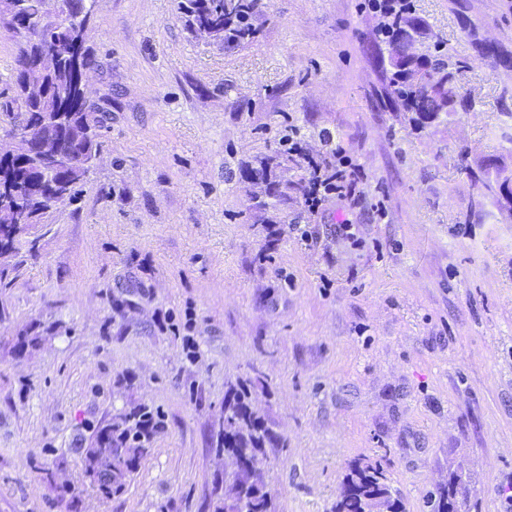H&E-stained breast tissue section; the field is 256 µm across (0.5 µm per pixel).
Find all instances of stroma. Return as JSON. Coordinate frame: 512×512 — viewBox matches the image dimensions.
Here are the masks:
<instances>
[{
	"mask_svg": "<svg viewBox=\"0 0 512 512\" xmlns=\"http://www.w3.org/2000/svg\"><path fill=\"white\" fill-rule=\"evenodd\" d=\"M412 5L474 102L423 129L388 103L368 0H261L234 46L179 0H96L100 160L0 258V512H212L237 382L279 436L257 462L279 512H334L364 460L406 512L453 472L466 512H512V207L490 190L512 172V0ZM292 128L312 156L340 140L356 200L260 207L243 172ZM143 404L162 423L101 498L77 443Z\"/></svg>",
	"mask_w": 512,
	"mask_h": 512,
	"instance_id": "35a3bbf8",
	"label": "stroma"
}]
</instances>
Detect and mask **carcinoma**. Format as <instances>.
Segmentation results:
<instances>
[{
  "label": "carcinoma",
  "mask_w": 512,
  "mask_h": 512,
  "mask_svg": "<svg viewBox=\"0 0 512 512\" xmlns=\"http://www.w3.org/2000/svg\"><path fill=\"white\" fill-rule=\"evenodd\" d=\"M40 2L0 0V12H12L11 19L20 26L25 21L32 24L39 17ZM259 3L260 0H182L180 8L189 16L192 26L209 31L214 41L238 44L256 36L251 19ZM88 20L87 0H65V9L53 21L43 24L40 29H29L28 37L18 43L13 95L0 102V122L13 125L23 115L36 120L42 112H59L61 124L74 121L83 129L85 141L94 148L100 147L98 128L109 119L110 112L80 94L79 79L67 62L59 61L50 69L37 66L42 49L62 52L79 31L82 67L98 68L99 61L87 47ZM408 30L420 36L427 34L428 30L427 21L415 15L409 6L401 14L388 19L378 32L379 42L391 55V77L386 89L390 104L413 113L420 126L432 123L436 117H444L446 108L456 100L462 102L461 110H470L472 100L460 94L456 85L461 65L443 41H435L429 56L425 57V69L434 81L418 83L411 78L409 66L413 61L407 57L402 45ZM292 161L293 157L288 155V139L285 138L275 166L266 163L249 171L252 178L268 183V198L275 203L288 198V184L276 179L274 168H284ZM90 171L89 167L63 161L54 167L40 169L25 154H16L6 163L0 162V174L4 179L23 182L34 179L43 183L65 181L71 184L73 199ZM157 424V415L152 411L134 409L107 427L105 446L77 448L84 465L98 471L103 478L98 488L102 497L111 499L125 492L139 460L147 452L146 443ZM277 440L272 428L252 410L245 385H230L224 396V422L216 435V450L224 453L228 466L224 469L222 484L212 489L214 512H240L241 494L253 488L258 493L250 500L247 512H277L273 497L265 490L262 475L242 463V460L255 456ZM461 485L459 476H451L448 485L429 500L431 512H448L450 507L457 508ZM375 506L385 509V512H406L404 502L393 495L384 471L370 461L357 462L345 477L344 491L336 502L335 512H368Z\"/></svg>",
  "instance_id": "cac0c4a2"
}]
</instances>
